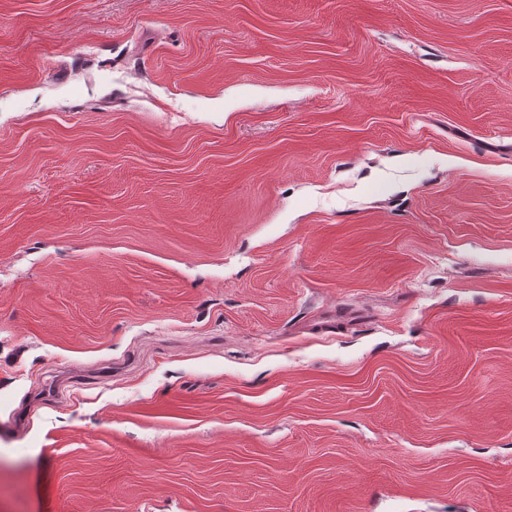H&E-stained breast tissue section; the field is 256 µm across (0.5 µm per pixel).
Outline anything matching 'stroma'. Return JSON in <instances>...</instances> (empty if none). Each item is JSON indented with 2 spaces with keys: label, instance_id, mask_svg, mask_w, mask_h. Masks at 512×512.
I'll return each instance as SVG.
<instances>
[{
  "label": "stroma",
  "instance_id": "obj_1",
  "mask_svg": "<svg viewBox=\"0 0 512 512\" xmlns=\"http://www.w3.org/2000/svg\"><path fill=\"white\" fill-rule=\"evenodd\" d=\"M0 512H512V0H0Z\"/></svg>",
  "mask_w": 512,
  "mask_h": 512
}]
</instances>
